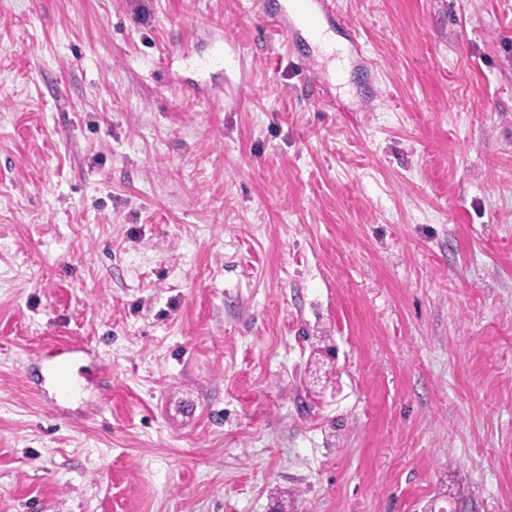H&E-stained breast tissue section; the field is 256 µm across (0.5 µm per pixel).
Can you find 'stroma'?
<instances>
[{"mask_svg":"<svg viewBox=\"0 0 512 512\" xmlns=\"http://www.w3.org/2000/svg\"><path fill=\"white\" fill-rule=\"evenodd\" d=\"M333 3L0 0V512H512V0ZM287 13L295 26L291 31L292 38L299 31L317 37L325 25L336 23V12L328 0H289Z\"/></svg>","mask_w":512,"mask_h":512,"instance_id":"stroma-1","label":"stroma"}]
</instances>
